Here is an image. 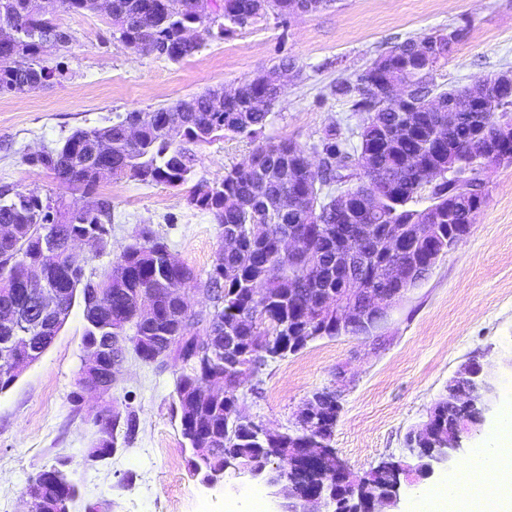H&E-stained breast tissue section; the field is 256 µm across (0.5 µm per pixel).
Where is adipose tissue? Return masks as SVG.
<instances>
[{
	"mask_svg": "<svg viewBox=\"0 0 512 512\" xmlns=\"http://www.w3.org/2000/svg\"><path fill=\"white\" fill-rule=\"evenodd\" d=\"M415 512H512L511 404L447 479L416 491Z\"/></svg>",
	"mask_w": 512,
	"mask_h": 512,
	"instance_id": "obj_1",
	"label": "adipose tissue"
}]
</instances>
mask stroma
<instances>
[{
	"label": "stroma",
	"mask_w": 512,
	"mask_h": 512,
	"mask_svg": "<svg viewBox=\"0 0 512 512\" xmlns=\"http://www.w3.org/2000/svg\"><path fill=\"white\" fill-rule=\"evenodd\" d=\"M74 39L54 55L63 72L49 86L0 94V191L41 199H79L29 158L56 147L78 128L111 125L117 115L186 100L208 88L232 87L258 70L294 59L300 74L273 106L261 141L314 143L338 122L362 121L331 95L338 78H355L394 43L463 25L465 38L436 73L438 84L460 88L512 68V0H336L331 7L281 26L259 20L233 36L209 37L193 57L173 63L124 48L103 12L63 13ZM255 142L226 136L195 145L192 182L219 181L246 161ZM489 194L469 237L437 262L429 277L394 308L378 335L310 342L247 378L237 396L243 413L274 432H287L312 392L337 388L342 410L331 445L356 475L405 455L407 433L426 420L449 379L470 358L512 382L500 359L512 354V165L489 166ZM189 185L143 184L107 178L96 190L112 212V251L76 250L86 273L102 274L117 248L150 225L173 256L193 269L186 292L192 311L210 307L203 284L222 242V228L189 204ZM83 311L69 319L40 360L0 393V512H28L24 488L41 469L67 461L80 480L73 512H247L258 485L229 469L206 487L189 468L173 400L179 361L147 364L128 356L109 395L75 406L84 356ZM135 413L138 429L111 458L85 461L96 418L111 409Z\"/></svg>",
	"instance_id": "1"
}]
</instances>
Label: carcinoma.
<instances>
[{"label":"carcinoma","instance_id":"carcinoma-1","mask_svg":"<svg viewBox=\"0 0 512 512\" xmlns=\"http://www.w3.org/2000/svg\"><path fill=\"white\" fill-rule=\"evenodd\" d=\"M333 0H112V27L119 32L112 37L126 49L152 55L154 48L168 44L165 59L181 62L201 48L211 35L212 25L229 37L237 30L269 15L285 24L288 16L305 9L309 13L326 8ZM90 9L89 0H45L37 12L29 0H0V28L14 30L17 44L0 41V94L39 90L56 77L58 67L50 57L73 41L72 33L55 23L58 13H76ZM157 12L156 26L145 29L140 14ZM466 35L459 27L455 40L437 36L434 47L423 48V39H407L391 46L381 57L390 62V70L364 69L355 80L340 79L331 92L347 99L351 111L364 115L357 128L333 123L326 127L311 146L292 141L261 143L250 158L257 159L224 169L218 182L200 181L190 190L189 203L213 215L221 227L233 228L241 238L239 249L217 252L221 263L213 264L204 289L224 288L221 302L205 316L187 324L188 309L179 293L195 280L194 272L184 264L174 268L164 265L167 245L147 225L139 228L135 242L122 248L116 261L99 280L73 268L65 254L64 242L86 231H99L97 250L112 248L107 224L112 222L108 201L94 197L99 184L96 167L112 166V178H131L144 184L163 183L178 187L191 179V158L187 145L208 143L229 134L256 139L270 116V106L283 94L281 73L296 68L294 61H284L266 70L259 79L238 83L232 98L221 97L218 90L207 89L194 96L195 111L180 112L170 105L153 110H132L118 116L105 127L77 129L57 148L45 149L30 161L51 171L60 184L82 190L83 200L66 203L58 198L43 203L35 195L0 193V225L8 224L13 234L0 238V312H26L33 298L25 286L28 265L39 263L51 287L62 294L66 308L83 307V338L97 340L103 347V373H108L118 352H133L145 363L164 364L160 354L171 345L183 353L213 350L214 361L202 366L187 362L185 372L177 377L174 393L180 411L182 435L196 460L197 445L203 444L207 464L213 469L224 466V453L236 450L259 461L279 462L288 466L290 434L274 444L277 455L248 439L246 425L237 404L235 391L216 395L192 406L193 385L224 374V360L233 353L230 344L247 349L252 337L264 327L248 318L252 309L251 288H265V314L271 326H282V335L290 329L302 332L309 327H324L323 336L333 338L336 329L331 320L315 321L314 305L325 293L343 287L345 274L336 271V230L356 224H422L438 214L440 238L446 239L457 225L469 223V202L463 198L448 202L450 182H435V154L453 147L458 151L460 169L478 166L481 131H490L503 118L512 116V100L499 93L490 79H477L463 88L446 89L435 82L434 73L448 61L455 46ZM405 83L409 109L387 103L378 89L386 77ZM432 96L442 108L427 112L422 99ZM256 100L265 102L258 108ZM460 105V119L448 127V102ZM412 112L413 127L401 140L386 138L384 131L406 120ZM135 122L139 138L130 141L125 126ZM110 143L109 158L101 159L96 146ZM323 155V169L313 174L304 163L309 149ZM371 166L369 181L352 183L355 168ZM431 188L428 214L412 208L411 203L426 188ZM351 196L349 211L336 207V191ZM57 225L58 239L42 243L39 227ZM318 232L306 238L309 252L289 258L279 252L280 240L299 226ZM426 255L421 248L408 245L401 252L376 261L422 264ZM148 301L157 309L155 319L141 321L138 301ZM25 346L42 353L50 345L51 333L41 327L25 328ZM450 403L434 409V423L441 431L452 428ZM98 431L86 460L104 461L114 451L117 429L124 438L135 435L137 417L129 412L123 422L115 415L96 421ZM62 461L37 472L27 484L39 486L35 512H71L79 498V487L71 481L60 488L51 478L52 471L64 470Z\"/></svg>","mask_w":512,"mask_h":512}]
</instances>
